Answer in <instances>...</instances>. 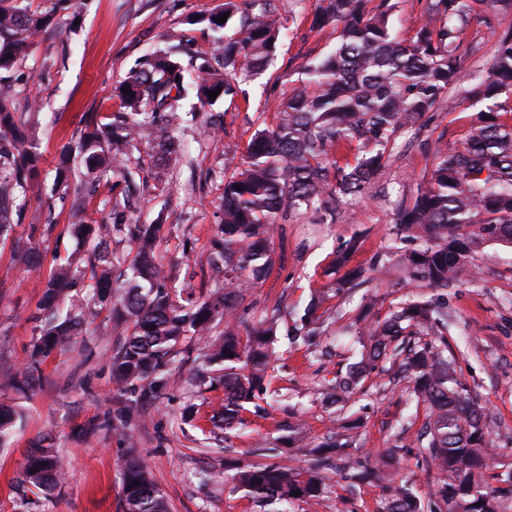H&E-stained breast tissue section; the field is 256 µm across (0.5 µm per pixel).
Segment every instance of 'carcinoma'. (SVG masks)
Segmentation results:
<instances>
[{
  "instance_id": "obj_1",
  "label": "carcinoma",
  "mask_w": 512,
  "mask_h": 512,
  "mask_svg": "<svg viewBox=\"0 0 512 512\" xmlns=\"http://www.w3.org/2000/svg\"><path fill=\"white\" fill-rule=\"evenodd\" d=\"M321 0L313 26L339 31L336 48L301 67L303 85L277 105L274 125L255 131L241 171L224 181V224L214 242L211 269L224 279V292L208 299L179 300L164 288L165 274L154 249L153 233L138 224H126L115 214L105 224H74L73 235L91 243L88 260L93 305L74 309L63 302L84 281L85 272L70 262L58 265L47 280L37 306L39 334L33 344L32 365L22 384L38 379L39 359L49 357L71 341L98 310L112 306V235L123 233L138 242L132 276L121 306H113V329L124 340L112 356V379L118 393L147 383V399L163 385L167 368L179 348L205 341L203 356L210 383L224 387V405L216 414L218 427L227 430L245 424L246 405L267 392L268 369L278 342L282 316L272 310L247 322L239 314L246 292L257 287L273 264L272 230L291 213L336 214L348 196L365 193L397 149L398 140L420 128L431 112L453 111L450 90L460 69L459 33L477 13V7L512 9V0H428L423 19L409 40L393 33L391 0ZM236 19L233 33L224 39V70L207 59L196 67L194 88L202 103L208 92L237 93L236 77L265 70L280 34V18L273 0H248L241 10L229 0L224 9L207 18L218 32L223 15ZM50 24V15L21 4L0 0V70L11 69ZM468 94L476 101L495 100L512 93V30L500 35L487 65L474 75ZM130 93H119L126 112L111 122L92 119L75 143L63 146L58 182L69 187L72 152L81 155L87 174L113 170L123 177L124 191L137 189L125 170L135 142L158 139L154 118L174 114L188 93L184 70L168 51L144 58L123 82ZM35 103L27 99L15 107L0 103V184L27 191L38 173L41 153L25 132ZM512 112L500 102L478 113L466 140L450 147L436 140L432 165L425 169L413 194L395 203L397 223L422 245L403 255L407 277L419 287L446 286L472 263L489 243L512 247V125L502 114ZM356 143L353 161L339 164L336 155ZM358 250L349 240L332 261L348 266ZM363 270L354 268L337 279L340 293L360 285ZM329 294L321 291L301 325L287 335L308 345L321 334L313 316ZM224 321V336L213 341L215 321ZM360 358L345 374L336 376L331 403L345 409L355 401L366 372L388 362L397 375L409 380L414 416H423L416 436L434 486V498L446 512H503L512 501V473L490 487L484 479L492 442L486 429L487 413L448 361V303L416 299L403 303L389 316L363 321ZM21 414L0 405V443L14 431ZM361 418H343V433L317 445V456L336 455L342 470L356 481H393L391 469L398 449L368 465L352 457ZM64 463L54 443L40 440L27 457L24 482L46 494L56 489ZM234 487L262 505H279L275 512H292L294 502L322 493L321 479L278 465H257L238 471ZM301 495L293 496L291 492ZM122 512H169L147 465L130 449L122 467ZM386 512H436L422 507L406 486L391 487Z\"/></svg>"
}]
</instances>
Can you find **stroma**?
Returning <instances> with one entry per match:
<instances>
[{"label": "stroma", "mask_w": 512, "mask_h": 512, "mask_svg": "<svg viewBox=\"0 0 512 512\" xmlns=\"http://www.w3.org/2000/svg\"><path fill=\"white\" fill-rule=\"evenodd\" d=\"M224 2L75 0L72 10L53 15L23 60L0 71V102L37 101L28 130L42 155L34 189L13 191L0 201L16 217L9 234L0 237V379L23 373L30 363L36 307L51 272L87 256L72 225L106 220L115 210L129 223L157 225L156 252L168 290L176 295L190 288L207 296L219 289L211 258L223 221L224 181L240 170L255 130L274 123L276 105L297 86L301 65L335 46L336 31L311 26L320 0H274L284 28L267 70L240 82L237 96L211 105L188 94L173 118L160 120L164 133L190 147L181 163L157 167L153 144H137L130 163L144 179L138 195H123L113 174L86 184L77 160L70 191L57 189L55 182L62 146L90 117L119 112L115 88L143 56L165 48L166 36L185 39L180 61L186 72H193L200 57L214 54L213 34L198 18ZM509 29L512 10L479 7L458 38L460 88H471L498 33ZM477 113L466 99L454 111L430 113L418 145L396 151L367 192L347 201L336 219L311 211L280 222L273 235L274 264L247 297L249 318L276 307L291 320L303 314L311 295L331 281L336 251L354 237L360 248L351 264L367 269L370 280L326 301L328 323L318 348L280 339L268 406L262 414H247L246 426L213 430L210 418L224 390L201 381L206 366L194 352L178 356L159 397L132 408L125 429L114 430L120 398L111 358L121 338L107 309L42 363L32 388L23 393L0 388V404L25 413L23 426L0 445V512H121V468L131 446L139 448L170 512H268L244 491L233 490L227 476L258 464L310 471L311 447L329 437L337 421L326 402L330 381L359 348L345 326L364 307L383 317L417 296L446 300L459 322L461 333L449 336L448 350L456 356L458 376L489 415L496 453L487 480L497 486L512 472V248L485 247L458 282L442 288H415L396 262L397 254L415 244L397 236L395 201L412 194L430 166L428 144L440 138L462 144ZM31 250L39 261L34 271L24 262ZM406 387V381L386 373L369 376L358 397L363 421L353 453L367 461L398 447L396 479L424 499L430 486L415 443L418 428L402 424L409 412ZM91 423L97 431L88 439L84 429ZM287 423L302 429L307 445L285 456L271 445ZM47 435L67 469L58 488L45 496L24 483L23 470L32 445ZM323 476L320 497L295 502L293 512H386L385 484L355 483L332 468Z\"/></svg>", "instance_id": "stroma-1"}]
</instances>
